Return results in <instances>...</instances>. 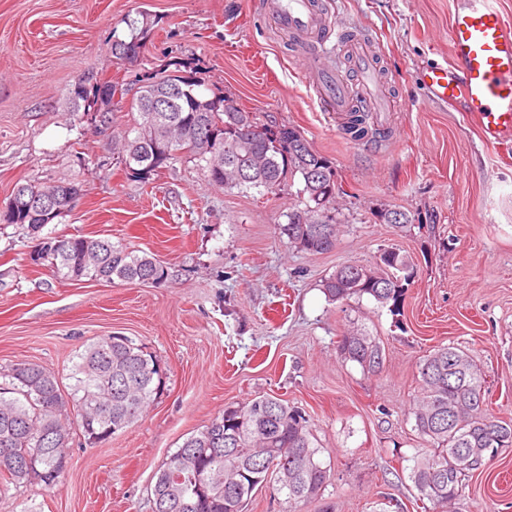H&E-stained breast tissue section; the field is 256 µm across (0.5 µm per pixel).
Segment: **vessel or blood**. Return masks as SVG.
Segmentation results:
<instances>
[{
	"label": "vessel or blood",
	"mask_w": 512,
	"mask_h": 512,
	"mask_svg": "<svg viewBox=\"0 0 512 512\" xmlns=\"http://www.w3.org/2000/svg\"><path fill=\"white\" fill-rule=\"evenodd\" d=\"M265 12L279 29L308 47L332 26L319 0H266ZM448 43L449 61L420 73L430 97L474 116L487 143L512 138V23L506 21L497 0H453ZM345 47L366 93L364 111H389L393 98L366 41L352 39ZM314 78L321 87L322 111H350L352 101L340 70L322 66Z\"/></svg>",
	"instance_id": "1"
}]
</instances>
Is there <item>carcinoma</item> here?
<instances>
[{
  "label": "carcinoma",
  "instance_id": "carcinoma-1",
  "mask_svg": "<svg viewBox=\"0 0 512 512\" xmlns=\"http://www.w3.org/2000/svg\"><path fill=\"white\" fill-rule=\"evenodd\" d=\"M127 33L112 30L110 52L116 64L138 60L140 49L158 24L156 16L141 11L124 20ZM185 63L174 61L133 75L100 79L88 76L75 83L70 97L75 107L102 117L104 127L112 123V111H104V89L112 98L133 95L132 126L118 146L119 164L136 168L132 178L147 184L154 172L185 158L194 163L209 184L226 189L276 194L289 181H300L298 194L304 207L285 214L280 234L289 243L310 254L336 248L340 225L325 223L342 193L332 162L312 150L294 128L261 124L250 112L235 106L228 110L225 96L207 97L196 90L197 81L184 74L176 79L181 92H169V72L181 71ZM154 80V92L169 98L168 111L161 113L159 128L182 127L191 139L174 143L173 153L161 150L160 135L144 134L148 113L142 111L141 86ZM252 128L248 138L238 132ZM345 134L354 141L369 135L367 114L349 113ZM214 133L224 150V173L212 168L210 158L200 156L197 139ZM45 187L27 182L14 187L9 201L0 209V224L21 227L35 241L31 261L48 264L65 280L87 279L112 284L116 280L161 283L167 267L152 255H142L105 238L53 236L44 229L65 217L72 208L66 197L78 196L81 185L68 181L57 187L58 202L46 212L23 204L26 197ZM346 263L323 281L329 301L344 304L353 298L370 296L382 305L396 307L403 283L414 278L416 268L396 248L380 251L376 265H362V274ZM340 359L357 364L363 372L375 374L385 364L379 339L360 329L344 332L337 341ZM157 356L129 336L112 335L87 345L76 355L63 391L57 377L37 363H16L0 367V483L15 488L41 485L52 488L64 471L70 437L68 409L76 412L78 427L86 444L96 446L132 427L165 387L156 368ZM414 430L430 446L429 453L414 458L409 479L418 499L432 505V512H448L461 495L469 475L490 466L498 451L512 447V422L488 413L485 378L475 360L462 348H435L419 366V395L412 409ZM309 418L287 401L260 396L241 405H230L203 429L187 436L176 452L160 467L156 476L179 501L171 512H245L254 496L248 484L270 479L276 491L285 495L292 512L301 506L320 504L318 512H333L323 502L331 479V468L319 458ZM193 476L208 488L199 499L193 486L179 483Z\"/></svg>",
  "mask_w": 512,
  "mask_h": 512
}]
</instances>
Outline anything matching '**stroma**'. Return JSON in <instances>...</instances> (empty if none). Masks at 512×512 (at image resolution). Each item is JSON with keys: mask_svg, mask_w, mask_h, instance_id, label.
<instances>
[{"mask_svg": "<svg viewBox=\"0 0 512 512\" xmlns=\"http://www.w3.org/2000/svg\"><path fill=\"white\" fill-rule=\"evenodd\" d=\"M265 0H0V207L15 185L78 180L82 195L55 234L106 237L155 254L159 284L70 281L34 265L20 228L0 227V366L35 362L69 386L74 356L113 334L161 361L163 395L125 432L84 446L51 489L0 487V512H152L166 459L225 405L272 395L305 410L332 466L336 512H372L387 498L414 505L409 472L426 442L409 414L419 363L435 347L468 349L486 375L489 410L512 421V157L487 146L463 113L429 100L420 68L449 57L452 0H322L345 32L376 42L383 78L403 110L388 134L350 140L345 115L322 111L298 53ZM148 9L159 24L138 67L185 61L204 95L226 96L259 121L295 127L328 157L345 193L334 250L312 255L279 236L289 191L209 186L186 160L142 185L115 163L129 102L101 130L74 111L78 79L116 74L112 29ZM384 209L409 223L380 221ZM413 260L399 311L365 297L343 307L320 285L381 249ZM351 326L376 336L381 373L336 356ZM455 512H512V448L467 478Z\"/></svg>", "mask_w": 512, "mask_h": 512, "instance_id": "1", "label": "stroma"}]
</instances>
